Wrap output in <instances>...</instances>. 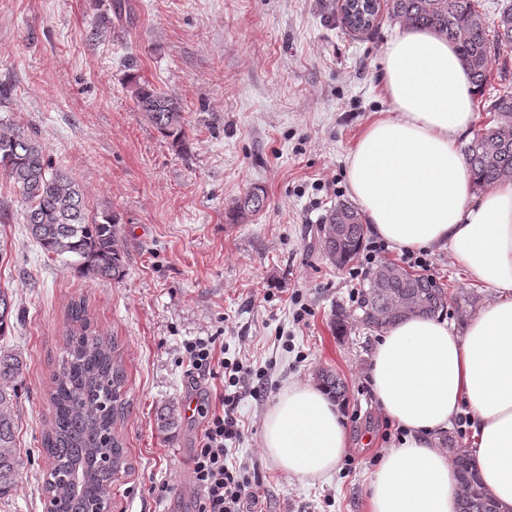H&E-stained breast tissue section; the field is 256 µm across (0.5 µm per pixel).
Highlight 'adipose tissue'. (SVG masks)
<instances>
[{
	"label": "adipose tissue",
	"instance_id": "ef3b65f1",
	"mask_svg": "<svg viewBox=\"0 0 512 512\" xmlns=\"http://www.w3.org/2000/svg\"><path fill=\"white\" fill-rule=\"evenodd\" d=\"M383 89L391 102L348 155L352 199L370 231L399 250L448 248L493 293L457 331L412 316L379 337L374 394L404 432L368 489L370 512H456L458 484L437 438L471 419L473 456L487 492L512 508V181L478 190L458 149L475 89L453 44L413 29L388 42ZM338 403L319 386L289 387L269 410L263 447L302 479L331 471L347 451Z\"/></svg>",
	"mask_w": 512,
	"mask_h": 512
}]
</instances>
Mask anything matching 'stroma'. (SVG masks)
Instances as JSON below:
<instances>
[{
	"mask_svg": "<svg viewBox=\"0 0 512 512\" xmlns=\"http://www.w3.org/2000/svg\"><path fill=\"white\" fill-rule=\"evenodd\" d=\"M119 6L130 19L116 17ZM405 31L384 18L373 34H351L338 0H0V124L36 135L90 211L119 216L125 252L122 280L81 276L31 238L18 191L0 176V289L21 313L0 349L26 363L16 407L24 467L0 512H45L49 392L78 297L116 338L127 375L116 430L130 468L108 490L112 512H195L191 456L224 379L191 380L182 356L185 342L211 336L227 360L262 376V394L237 400L242 435L227 448L264 512H366L397 426L369 385L378 335L353 300L363 282L325 257L320 226L350 199L347 157L390 107L381 58ZM131 59L180 99L185 152L138 112ZM256 188L264 209L231 221L234 201ZM430 257L448 291L445 316L463 328L493 294L448 249ZM339 306L350 314L343 336L332 323ZM321 370L346 384L349 448L333 471L301 480L264 453V420L289 386ZM164 406L182 414L167 438L156 425Z\"/></svg>",
	"mask_w": 512,
	"mask_h": 512,
	"instance_id": "35a3bbf8",
	"label": "stroma"
}]
</instances>
